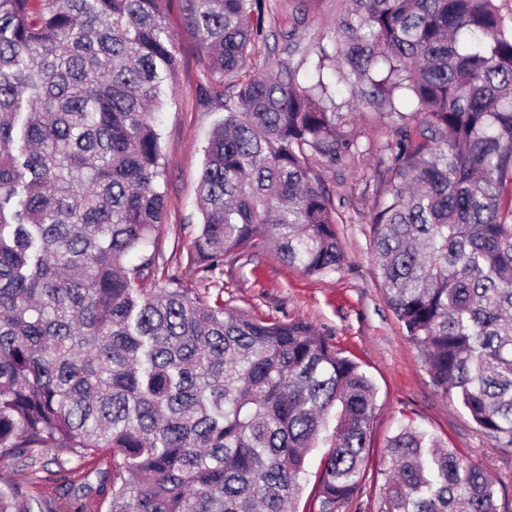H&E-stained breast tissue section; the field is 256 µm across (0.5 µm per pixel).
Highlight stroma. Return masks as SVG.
Wrapping results in <instances>:
<instances>
[{"instance_id": "35a3bbf8", "label": "stroma", "mask_w": 512, "mask_h": 512, "mask_svg": "<svg viewBox=\"0 0 512 512\" xmlns=\"http://www.w3.org/2000/svg\"><path fill=\"white\" fill-rule=\"evenodd\" d=\"M166 23L175 34L180 69L171 101L157 115L165 162L167 213L156 231L160 268L176 273L204 300L214 299L205 274L187 262L201 222L198 178L203 149L224 112L206 100L202 55L187 33L179 0H167ZM348 129L357 142L325 173L326 183L344 218L336 232L344 252L342 267L311 277L284 263L274 249H254L224 259L222 295L228 307L277 320L312 324L335 348L360 363L376 388L369 423L368 466L361 490L336 512H381L385 478L379 463L387 442L408 422L459 449L467 461L484 468L494 481L499 512H512V450L481 433L454 397L444 394L428 373L420 349L408 338L381 287L372 248L369 216L378 197L384 163L380 149L392 131L385 110L358 103ZM25 467L0 462V486H14L33 512H73L78 486L88 465L71 460Z\"/></svg>"}]
</instances>
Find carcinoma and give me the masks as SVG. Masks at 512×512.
I'll return each mask as SVG.
<instances>
[{
    "label": "carcinoma",
    "instance_id": "obj_1",
    "mask_svg": "<svg viewBox=\"0 0 512 512\" xmlns=\"http://www.w3.org/2000/svg\"><path fill=\"white\" fill-rule=\"evenodd\" d=\"M165 0H0V461L92 462L110 512H296L322 433L319 512L361 488L375 388L311 324L192 296L148 244L164 221L155 113L179 68ZM275 21L300 65L244 72L266 0H181L224 118L188 263L272 245L344 261L323 180L354 146L325 72L395 116L370 218L387 302L432 379L512 448V16L497 0H346L329 42ZM382 512H498L494 482L412 424ZM0 512H31L0 487Z\"/></svg>",
    "mask_w": 512,
    "mask_h": 512
}]
</instances>
